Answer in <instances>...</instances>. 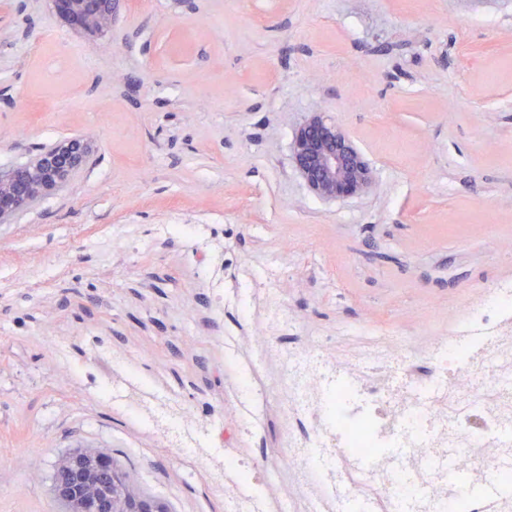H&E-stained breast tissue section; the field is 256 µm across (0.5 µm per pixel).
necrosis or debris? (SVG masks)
<instances>
[{
    "instance_id": "4bbe7bcc",
    "label": "necrosis or debris",
    "mask_w": 512,
    "mask_h": 512,
    "mask_svg": "<svg viewBox=\"0 0 512 512\" xmlns=\"http://www.w3.org/2000/svg\"><path fill=\"white\" fill-rule=\"evenodd\" d=\"M466 329L438 337L433 373L416 377L411 339L347 374L323 345L296 347L302 363L287 379V462L308 465L322 450L343 461L324 476L327 505L350 495L369 512H507L512 506V281L482 292L466 308ZM463 378H456V370ZM454 452L473 479L494 495L449 486L443 460Z\"/></svg>"
}]
</instances>
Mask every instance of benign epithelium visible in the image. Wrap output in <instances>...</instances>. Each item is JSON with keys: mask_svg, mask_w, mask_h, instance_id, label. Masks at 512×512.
<instances>
[{"mask_svg": "<svg viewBox=\"0 0 512 512\" xmlns=\"http://www.w3.org/2000/svg\"><path fill=\"white\" fill-rule=\"evenodd\" d=\"M76 31L95 35L112 28L120 0H50ZM92 134L63 137L21 168H0V224L72 182L93 153ZM290 159L308 190L325 201L370 193L373 169L348 131L313 105L295 131ZM53 493L65 512H168L159 499L135 493L114 469L104 448H82L60 459Z\"/></svg>", "mask_w": 512, "mask_h": 512, "instance_id": "7a95c632", "label": "benign epithelium"}]
</instances>
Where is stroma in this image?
Listing matches in <instances>:
<instances>
[{
	"label": "stroma",
	"instance_id": "1",
	"mask_svg": "<svg viewBox=\"0 0 512 512\" xmlns=\"http://www.w3.org/2000/svg\"><path fill=\"white\" fill-rule=\"evenodd\" d=\"M315 104L369 194L298 177ZM88 132L89 168L0 224V512H61L90 446L173 512H313L323 459L279 453L293 337L351 369L409 337L423 377L512 278V0H131L102 40L15 0L0 166Z\"/></svg>",
	"mask_w": 512,
	"mask_h": 512
}]
</instances>
